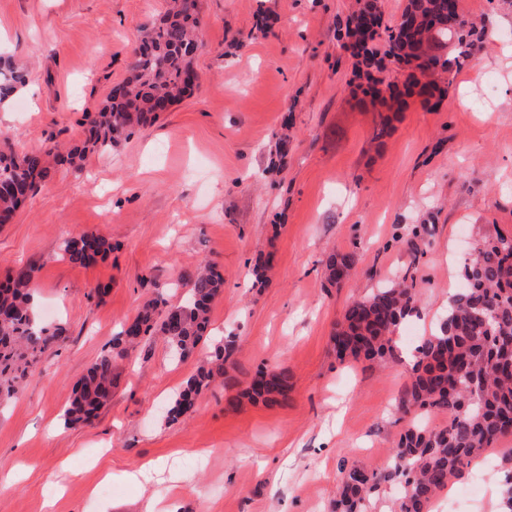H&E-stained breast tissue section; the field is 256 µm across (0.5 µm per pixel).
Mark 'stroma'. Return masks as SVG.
I'll list each match as a JSON object with an SVG mask.
<instances>
[{"label":"stroma","mask_w":512,"mask_h":512,"mask_svg":"<svg viewBox=\"0 0 512 512\" xmlns=\"http://www.w3.org/2000/svg\"><path fill=\"white\" fill-rule=\"evenodd\" d=\"M354 0H199L198 82L156 121L83 172L59 169L0 224V283L35 270L40 316L62 324L23 394L0 405V512H330L342 464L381 472L404 422L398 359L339 361L331 336L346 306L417 269L428 335L459 286L467 243L512 234V0H459L485 30L442 98H408L383 138L359 103L353 59L336 39ZM165 0H0V57L29 63L0 103V149L66 148L128 75L142 31ZM266 18L268 33L256 32ZM468 106H460L459 98ZM288 132L287 165L265 173ZM426 225L418 255L401 236ZM85 232L113 250L82 267L63 243ZM354 271L329 284L331 251ZM211 261L224 275L208 338L172 362L153 338L114 363L112 400L65 427L74 383L142 303L179 304L181 273ZM266 263L256 286L252 268ZM235 337L221 381L171 422L187 379ZM287 369L286 402L226 405L258 370ZM149 462L148 478L136 473ZM512 470V436L473 459L430 512H486ZM111 494H99L101 485Z\"/></svg>","instance_id":"obj_1"}]
</instances>
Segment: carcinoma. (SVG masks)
<instances>
[{
	"label": "carcinoma",
	"mask_w": 512,
	"mask_h": 512,
	"mask_svg": "<svg viewBox=\"0 0 512 512\" xmlns=\"http://www.w3.org/2000/svg\"><path fill=\"white\" fill-rule=\"evenodd\" d=\"M458 0H407L403 15L413 28L381 26L368 33L350 27L340 34L343 48L360 35L361 49L354 53L355 75H364L363 94L379 101L389 112H398L406 98L426 99L444 94L451 75L473 60L474 27L448 23V8ZM456 40L451 58L435 50ZM384 52L376 48L377 42ZM202 45L198 0H168L167 8L140 39L130 75L120 94L85 115V138L66 151L46 147L21 154L0 153V178L12 190L0 194V214L15 215L37 183L51 177L56 167H82L90 152L108 154L146 124L159 105L173 102L192 89L187 77ZM386 70L408 73L403 89L380 96L379 74ZM25 70L11 60H0V99H6L24 81ZM64 255L86 266L112 253V240L85 232L64 242ZM350 254L332 253L324 275L339 283L338 270L350 274ZM464 287L448 303V311L435 331L415 346L409 382L397 409L413 414L411 425L393 448V465L384 472L358 465L342 466L343 477L333 503L334 512H364L365 503L383 483L401 486L399 512H429L434 499L448 489L450 480L471 460L500 439L512 436V235L499 231L475 243L461 270ZM33 271H22L0 288V403L16 397L28 375L36 371L41 356L60 346L65 328L44 324L33 311ZM181 281L187 298L167 306L160 296L146 301L136 317L117 336L112 347L89 367L75 387L64 412L65 425L87 423L112 397L113 362L127 347L155 336L165 339L174 355L193 354L206 339L210 310L224 291V276L211 264L186 271ZM419 313L414 277L403 276L390 288H380L347 305L332 336L341 360L382 363L394 356L393 337L399 326ZM213 369L201 367L178 393L168 410L174 422L189 410L195 398L215 381ZM290 375L279 369L260 371L243 391L228 397V404L262 400L280 404L287 400ZM421 416L442 417L448 424L432 428L417 423Z\"/></svg>",
	"instance_id": "cac0c4a2"
}]
</instances>
